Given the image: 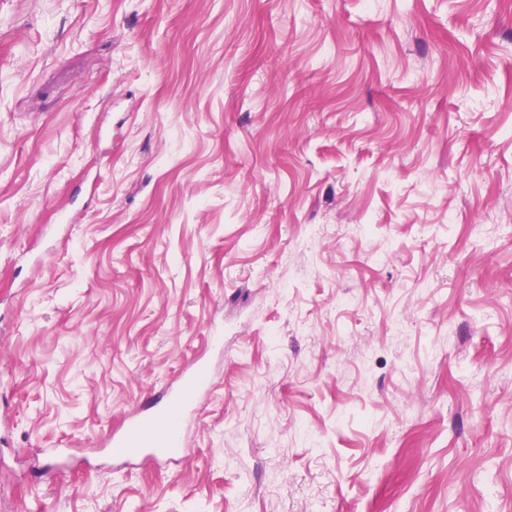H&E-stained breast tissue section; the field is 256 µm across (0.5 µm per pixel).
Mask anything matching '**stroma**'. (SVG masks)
Wrapping results in <instances>:
<instances>
[{"mask_svg":"<svg viewBox=\"0 0 512 512\" xmlns=\"http://www.w3.org/2000/svg\"><path fill=\"white\" fill-rule=\"evenodd\" d=\"M198 360L179 464L41 477ZM0 456V512H512V0H0Z\"/></svg>","mask_w":512,"mask_h":512,"instance_id":"35a3bbf8","label":"stroma"}]
</instances>
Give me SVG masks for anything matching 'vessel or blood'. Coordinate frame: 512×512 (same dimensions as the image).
<instances>
[{
  "label": "vessel or blood",
  "mask_w": 512,
  "mask_h": 512,
  "mask_svg": "<svg viewBox=\"0 0 512 512\" xmlns=\"http://www.w3.org/2000/svg\"><path fill=\"white\" fill-rule=\"evenodd\" d=\"M208 383L206 366L187 370L177 386L164 390L149 407L113 432L108 455L124 463L143 457L157 466L185 458L189 450L183 438V417L193 410Z\"/></svg>",
  "instance_id": "vessel-or-blood-1"
}]
</instances>
